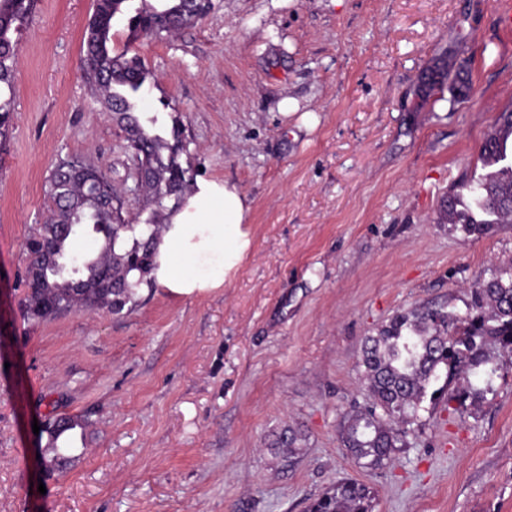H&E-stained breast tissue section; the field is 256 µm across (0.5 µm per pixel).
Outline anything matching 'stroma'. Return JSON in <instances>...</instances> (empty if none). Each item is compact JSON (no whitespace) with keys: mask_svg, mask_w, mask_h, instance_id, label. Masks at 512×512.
Returning <instances> with one entry per match:
<instances>
[{"mask_svg":"<svg viewBox=\"0 0 512 512\" xmlns=\"http://www.w3.org/2000/svg\"><path fill=\"white\" fill-rule=\"evenodd\" d=\"M213 4L136 47L148 109L179 118L202 178L239 186L253 246L223 288H153L127 314L22 311L56 163L77 155L118 183L133 163L79 65L94 0H36L19 38L0 161V512H308L342 480L374 512H512V368L477 402L424 401L383 468L338 438L367 404L366 337L418 305L465 312L512 260V224L476 237L440 217L512 108L498 19L512 0ZM453 45L469 97L421 100L420 74ZM54 417L77 426L72 464L49 474L32 425ZM289 427L304 435L293 454L277 444Z\"/></svg>","mask_w":512,"mask_h":512,"instance_id":"35a3bbf8","label":"stroma"}]
</instances>
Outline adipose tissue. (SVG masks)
I'll return each mask as SVG.
<instances>
[{
    "instance_id": "adipose-tissue-1",
    "label": "adipose tissue",
    "mask_w": 512,
    "mask_h": 512,
    "mask_svg": "<svg viewBox=\"0 0 512 512\" xmlns=\"http://www.w3.org/2000/svg\"><path fill=\"white\" fill-rule=\"evenodd\" d=\"M250 211L237 184L196 181L156 244L153 286L181 299L223 287L251 249Z\"/></svg>"
}]
</instances>
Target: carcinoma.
I'll use <instances>...</instances> for the list:
<instances>
[{"label":"carcinoma","mask_w":512,"mask_h":512,"mask_svg":"<svg viewBox=\"0 0 512 512\" xmlns=\"http://www.w3.org/2000/svg\"><path fill=\"white\" fill-rule=\"evenodd\" d=\"M33 7L34 0H0V156L12 134L17 41ZM212 7V0H95L80 66L94 100L126 134L134 174L140 178V209L134 221L125 220L119 184L79 156L60 160L47 179L49 216L25 241L28 319L44 321L78 310L120 314L135 305L136 288L154 265L160 218L178 207L193 186L194 171L185 159L188 145L179 120L172 118L168 129L159 113L145 107L152 74L131 44L142 36L164 39L193 26ZM120 25L129 39L119 49L113 38ZM452 68L444 57L428 68L419 86L422 97L448 78L457 96L466 95L464 73ZM510 140L512 110H507L480 147L481 171L466 185L468 198H448V223L460 225L468 236L512 224ZM89 225L99 235V247L72 253V241ZM506 355L512 356V261L495 266L488 279L470 289L465 314L415 306L394 315L370 337L361 360L370 403L343 417V447L364 468L385 467L397 449L407 446L408 427L418 420L425 398L446 396L463 404L479 397L483 390L470 380L450 393L448 382L465 368L489 386L512 365ZM442 379L445 384L435 387ZM76 426L67 418L47 421L44 469L72 461L69 432ZM309 512H373L372 496L355 481H339Z\"/></svg>","instance_id":"1"}]
</instances>
